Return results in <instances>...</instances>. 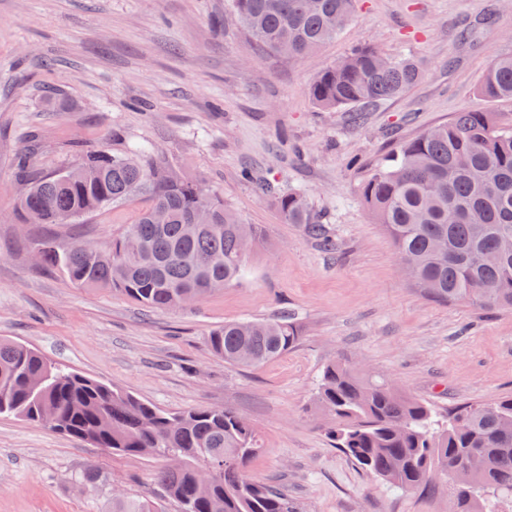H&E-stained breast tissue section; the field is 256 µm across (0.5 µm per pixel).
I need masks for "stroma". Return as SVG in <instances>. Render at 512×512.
Returning a JSON list of instances; mask_svg holds the SVG:
<instances>
[{
	"instance_id": "1",
	"label": "stroma",
	"mask_w": 512,
	"mask_h": 512,
	"mask_svg": "<svg viewBox=\"0 0 512 512\" xmlns=\"http://www.w3.org/2000/svg\"><path fill=\"white\" fill-rule=\"evenodd\" d=\"M247 40L229 0H0V337L163 409H233L260 438L250 473L300 512H448L447 485L397 489L334 448L312 399L336 359L390 375L442 413L512 395V312L425 294L358 194L398 141L455 113L512 126V101L478 93L489 66L512 56V0H356L336 40L304 57L254 55ZM369 43L410 55L418 85L357 123L318 109L311 79ZM135 145L261 226L240 280L185 308L148 309L36 266L31 239L108 244L146 200L78 224L22 223L19 157L45 175L80 149ZM267 180L307 194L335 250L284 223L262 195ZM281 312L302 331L285 354L247 369L212 354L209 333L224 322ZM162 465L0 417V512H108L116 494L178 512L156 479ZM88 472L97 483H83Z\"/></svg>"
}]
</instances>
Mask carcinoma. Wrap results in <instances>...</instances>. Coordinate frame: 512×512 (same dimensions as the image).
<instances>
[{
  "mask_svg": "<svg viewBox=\"0 0 512 512\" xmlns=\"http://www.w3.org/2000/svg\"><path fill=\"white\" fill-rule=\"evenodd\" d=\"M355 0H231L251 47L284 57L314 52L350 20ZM373 46L353 49L312 79L310 96L325 111L365 112L401 97L422 78L417 62H381ZM482 97L512 100V57L498 60L479 87ZM358 193L391 238L423 291L448 303L512 310V127L492 112L462 111L443 125L403 140L382 156ZM263 194L287 224H304L326 250L335 248L306 195L264 184ZM136 195L147 199L135 221L107 246L61 248L37 238L42 267L62 271L79 288L110 289L147 308H176L239 279L242 238H262L202 182L178 176L137 150L83 153L79 166L29 184L16 210L45 224L76 222ZM163 210L167 223L153 212ZM288 314L237 320L210 333L212 352L252 367L299 341ZM316 405L326 434L362 469L399 489L429 485L438 470L467 467L473 483L448 482L456 512H512V397L463 404L443 418L400 392L380 373L339 362L322 371ZM0 414L39 422L70 437L125 455L179 460L156 478L180 512H298L288 495L247 474L260 445L255 429L229 408L167 412L96 378L61 370L35 350L0 339ZM211 468L202 489L194 469ZM109 512H162L154 503L112 498Z\"/></svg>",
  "mask_w": 512,
  "mask_h": 512,
  "instance_id": "carcinoma-1",
  "label": "carcinoma"
}]
</instances>
